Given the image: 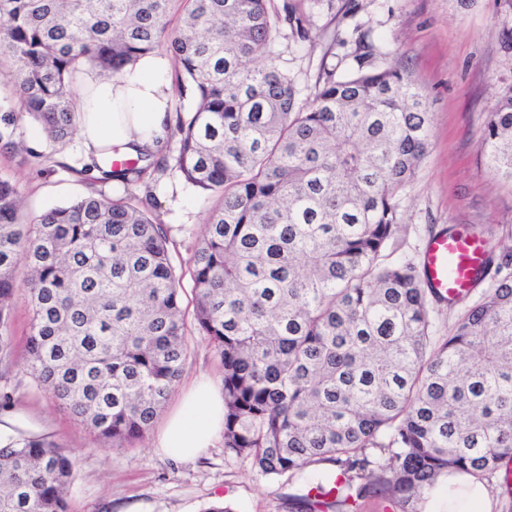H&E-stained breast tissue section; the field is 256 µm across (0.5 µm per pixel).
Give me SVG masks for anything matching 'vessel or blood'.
<instances>
[{"instance_id":"vessel-or-blood-1","label":"vessel or blood","mask_w":512,"mask_h":512,"mask_svg":"<svg viewBox=\"0 0 512 512\" xmlns=\"http://www.w3.org/2000/svg\"><path fill=\"white\" fill-rule=\"evenodd\" d=\"M485 254L480 243L460 235L442 236L432 241L425 256L430 284L441 294L455 298L475 286Z\"/></svg>"}]
</instances>
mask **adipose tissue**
Segmentation results:
<instances>
[{
    "mask_svg": "<svg viewBox=\"0 0 512 512\" xmlns=\"http://www.w3.org/2000/svg\"><path fill=\"white\" fill-rule=\"evenodd\" d=\"M158 61L142 58L133 70L89 79L80 92V136L85 147L101 154L115 144L153 151L164 138L170 94ZM224 432V398L213 380L196 378L182 393L177 410L158 440L165 456L190 460L211 448ZM492 498L476 476L448 477V512H491Z\"/></svg>",
    "mask_w": 512,
    "mask_h": 512,
    "instance_id": "adipose-tissue-1",
    "label": "adipose tissue"
}]
</instances>
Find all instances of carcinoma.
Instances as JSON below:
<instances>
[{
	"mask_svg": "<svg viewBox=\"0 0 512 512\" xmlns=\"http://www.w3.org/2000/svg\"><path fill=\"white\" fill-rule=\"evenodd\" d=\"M182 24L169 27L171 4ZM285 20L307 38L292 4ZM0 74L53 140L77 131L73 85L119 75L166 43L195 105L174 112L176 155L116 166L128 183L177 171L208 201L185 265L153 203L84 195L28 224L0 181V362L11 357L8 301L32 319L20 365L104 442L141 440L172 396L192 318L224 367V453L257 474L316 470L299 512L368 493L404 512L457 469L492 476L512 458V245L479 239L483 299L436 335L431 301L453 306L396 256L401 193L430 145L432 118L412 73L323 66L310 102L277 64L273 0H0ZM486 163L512 182V87L483 130ZM73 456L46 435L0 441V512H67Z\"/></svg>",
	"mask_w": 512,
	"mask_h": 512,
	"instance_id": "1",
	"label": "carcinoma"
}]
</instances>
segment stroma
<instances>
[{
	"instance_id": "1",
	"label": "stroma",
	"mask_w": 512,
	"mask_h": 512,
	"mask_svg": "<svg viewBox=\"0 0 512 512\" xmlns=\"http://www.w3.org/2000/svg\"><path fill=\"white\" fill-rule=\"evenodd\" d=\"M300 8L311 17L308 40L285 25L276 45L300 100L314 94L322 64L335 65L341 75L364 54L373 68L409 70L428 104L431 146L401 200L399 256L422 264L429 244L452 225H491L502 243L512 242V183L488 168L482 146L486 116L512 85V43L502 36L512 29V0H301ZM87 163L80 136L62 143L47 137L24 115L14 85L0 78V180L17 186L24 220L89 193L81 173ZM149 190L155 215L172 228L175 260H188L207 204L178 174L101 186L105 195L135 202ZM30 322L28 296L17 292L11 308L15 363L0 365V392L12 395L11 407L0 409V436L44 434L76 457L68 512H204L217 502L232 512H296L291 499L307 493L305 480L257 476L249 464L226 459L223 443L197 460L160 455L154 442L177 399L167 402L142 440L102 447L65 405L20 372ZM188 341L178 388L202 373L221 381L222 365L205 337L192 330Z\"/></svg>"
}]
</instances>
